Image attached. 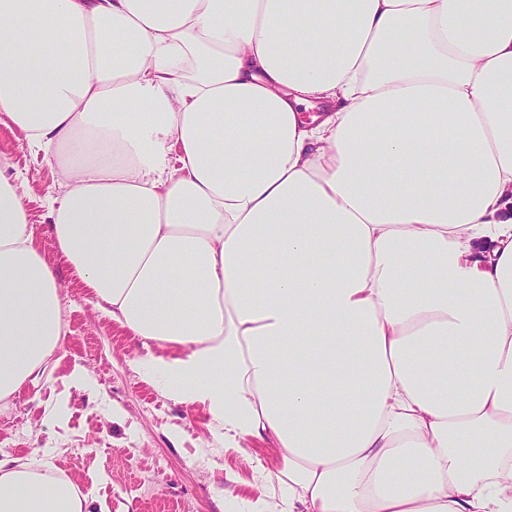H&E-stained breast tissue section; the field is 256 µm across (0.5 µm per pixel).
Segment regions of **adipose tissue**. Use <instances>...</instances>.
<instances>
[{
  "label": "adipose tissue",
  "instance_id": "1",
  "mask_svg": "<svg viewBox=\"0 0 512 512\" xmlns=\"http://www.w3.org/2000/svg\"><path fill=\"white\" fill-rule=\"evenodd\" d=\"M0 114L149 381L272 449L249 512H512V0H0ZM36 240L0 171L1 400L65 339ZM0 512L88 509L6 458Z\"/></svg>",
  "mask_w": 512,
  "mask_h": 512
}]
</instances>
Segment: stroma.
<instances>
[{"mask_svg":"<svg viewBox=\"0 0 512 512\" xmlns=\"http://www.w3.org/2000/svg\"><path fill=\"white\" fill-rule=\"evenodd\" d=\"M0 167L18 176L38 246L62 286L68 328L49 360L50 380L0 401V449L66 478L89 512H246L263 491L259 478L212 434L203 404L174 402L146 380L134 361L140 343L95 311L47 235L45 197L60 190L56 168L6 123ZM80 368L92 387L71 380Z\"/></svg>","mask_w":512,"mask_h":512,"instance_id":"obj_1","label":"stroma"}]
</instances>
